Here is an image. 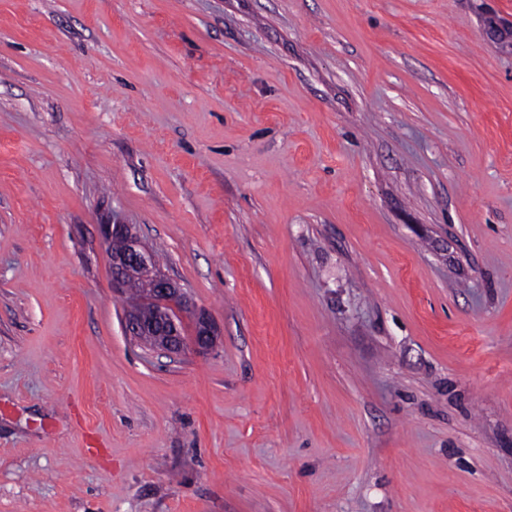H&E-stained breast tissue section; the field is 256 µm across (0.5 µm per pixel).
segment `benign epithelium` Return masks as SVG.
<instances>
[{
  "instance_id": "benign-epithelium-1",
  "label": "benign epithelium",
  "mask_w": 512,
  "mask_h": 512,
  "mask_svg": "<svg viewBox=\"0 0 512 512\" xmlns=\"http://www.w3.org/2000/svg\"><path fill=\"white\" fill-rule=\"evenodd\" d=\"M102 228L107 244L114 240L121 242L119 249L110 250L113 287L126 288L132 280L147 284L145 292L125 312L126 333L153 350L167 353L182 350L188 341L199 351L212 348L218 336L212 318L197 309L157 266L131 226L115 220ZM187 322L193 328L190 337L184 336Z\"/></svg>"
}]
</instances>
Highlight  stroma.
<instances>
[{
    "mask_svg": "<svg viewBox=\"0 0 512 512\" xmlns=\"http://www.w3.org/2000/svg\"><path fill=\"white\" fill-rule=\"evenodd\" d=\"M512 0H0V512H512ZM120 216L215 320L126 335Z\"/></svg>",
    "mask_w": 512,
    "mask_h": 512,
    "instance_id": "1",
    "label": "stroma"
}]
</instances>
